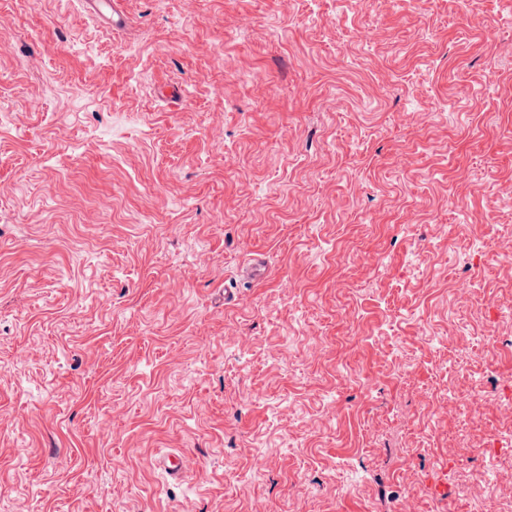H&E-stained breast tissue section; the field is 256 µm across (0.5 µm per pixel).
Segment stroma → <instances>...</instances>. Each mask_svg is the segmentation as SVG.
<instances>
[{
	"label": "stroma",
	"instance_id": "35a3bbf8",
	"mask_svg": "<svg viewBox=\"0 0 512 512\" xmlns=\"http://www.w3.org/2000/svg\"><path fill=\"white\" fill-rule=\"evenodd\" d=\"M119 3L0 0V512H512V0Z\"/></svg>",
	"mask_w": 512,
	"mask_h": 512
}]
</instances>
